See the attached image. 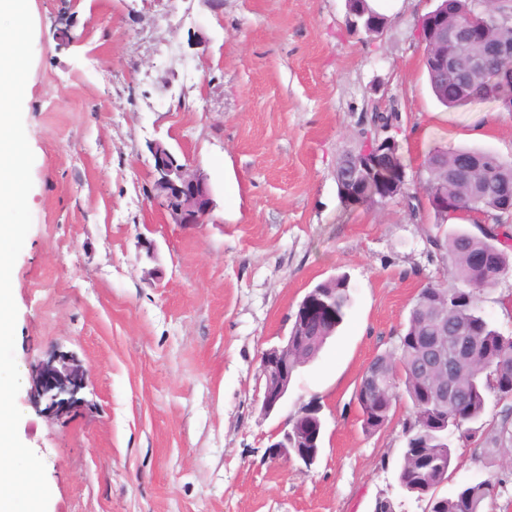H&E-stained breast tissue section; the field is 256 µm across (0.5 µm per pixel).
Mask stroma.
<instances>
[{"mask_svg": "<svg viewBox=\"0 0 512 512\" xmlns=\"http://www.w3.org/2000/svg\"><path fill=\"white\" fill-rule=\"evenodd\" d=\"M436 4L413 0L369 35L348 30L347 0H29L32 226L12 293L18 434L45 464L47 512H373L380 498L423 512L398 479L409 402L368 435L354 394L448 271L427 251L431 211L345 202L335 172L374 112L392 118L410 185L437 148L512 160L501 101L449 109L430 90L415 23ZM155 142L208 173L207 223H166L144 196ZM340 274L342 326L263 415L261 352ZM479 305L512 334V273ZM57 354L87 374L60 420L30 400L32 367ZM313 401L317 462L271 461V435ZM455 456L444 493L488 479L512 512V452L476 439Z\"/></svg>", "mask_w": 512, "mask_h": 512, "instance_id": "1", "label": "stroma"}]
</instances>
